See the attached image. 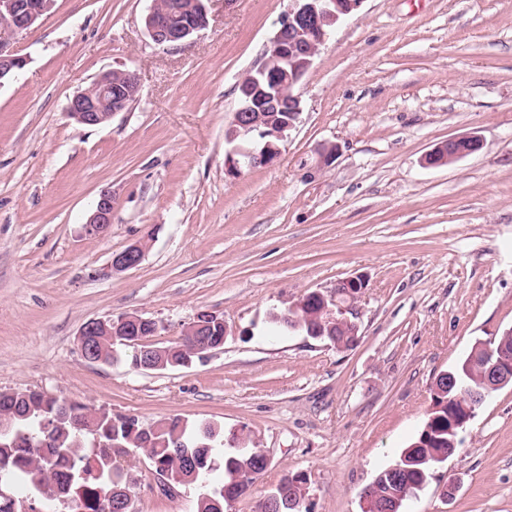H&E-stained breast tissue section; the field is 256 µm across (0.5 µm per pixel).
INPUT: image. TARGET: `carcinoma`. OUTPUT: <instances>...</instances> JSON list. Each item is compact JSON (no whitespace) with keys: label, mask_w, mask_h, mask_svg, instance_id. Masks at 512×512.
I'll return each instance as SVG.
<instances>
[{"label":"carcinoma","mask_w":512,"mask_h":512,"mask_svg":"<svg viewBox=\"0 0 512 512\" xmlns=\"http://www.w3.org/2000/svg\"><path fill=\"white\" fill-rule=\"evenodd\" d=\"M281 330L300 326V331L327 340L328 323L313 306L304 313L290 310L274 318ZM156 328L140 327L138 341L123 343L104 337L95 343V355L104 363L117 361L114 352L123 348L122 359L134 370L142 369L149 354L161 350L167 359L181 362L190 356L196 344L209 341L224 343V324L211 321L199 335L185 336L168 344L152 342ZM445 390L444 398L455 399V406L467 404L468 391L463 385L479 386V381H464ZM442 398V399H444ZM439 397L431 398L436 410L430 425L432 435L424 445L413 444L403 449L397 463L403 467L394 476L388 467L371 483L370 500L363 512H381L384 505L400 512L410 498L405 490L416 491L444 462L448 455V406ZM63 400L41 391L26 390L18 397L0 403V419L11 421V436L0 443V489L8 491L15 482L27 484L35 493L39 509L46 503H75L68 512H132L126 501L131 499V474L126 460L135 453L143 454L157 473H169L180 481L179 487L198 485L195 473L208 472L216 463L224 468V482L198 493L195 512H224L225 503L247 494L268 467L262 449L239 434H232L240 447L231 454L224 452V427L218 424H191L180 417L159 420L142 430L135 419L102 415L87 405L66 410ZM306 478L295 475L282 480L259 503V512H271V499L278 500L280 512H309L303 508Z\"/></svg>","instance_id":"obj_1"}]
</instances>
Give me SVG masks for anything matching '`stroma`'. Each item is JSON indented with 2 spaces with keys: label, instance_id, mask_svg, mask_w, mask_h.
Returning a JSON list of instances; mask_svg holds the SVG:
<instances>
[{
  "label": "stroma",
  "instance_id": "obj_1",
  "mask_svg": "<svg viewBox=\"0 0 512 512\" xmlns=\"http://www.w3.org/2000/svg\"><path fill=\"white\" fill-rule=\"evenodd\" d=\"M151 3L55 0L0 82V391L246 430L269 465L226 512H258L296 474L310 512H362L363 488L421 431L435 377L512 328V0H364L298 86L277 161L236 177L235 83L289 0H210L208 28L175 45L147 36ZM114 69L140 76L130 107L101 127L70 119V98ZM468 135L478 151L423 164ZM105 190L112 225L84 237ZM146 236L137 268L109 272ZM351 276L367 282L355 346L274 333L273 314ZM202 310L229 333L190 366L80 354L87 320L135 313L165 343ZM128 465L133 512H195L196 490L167 495L146 459ZM401 512H512V387ZM470 142L472 145L468 146ZM464 145L466 149L461 147ZM480 140L476 136H461L442 142L423 156V163L430 167L453 164L480 148Z\"/></svg>",
  "mask_w": 512,
  "mask_h": 512
}]
</instances>
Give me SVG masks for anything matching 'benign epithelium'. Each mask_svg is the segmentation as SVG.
<instances>
[{"mask_svg":"<svg viewBox=\"0 0 512 512\" xmlns=\"http://www.w3.org/2000/svg\"><path fill=\"white\" fill-rule=\"evenodd\" d=\"M55 0H0V81L16 75L24 68L27 57L18 54L14 41L30 31L37 20L47 13ZM206 0H193L192 5L197 14L188 16L178 24L162 21L150 7L145 18V30L157 44L179 43L208 24ZM363 0H291L288 11L281 17L280 27L270 40L272 54L264 56L262 64L256 68L257 75L243 77L237 87L241 89L238 107L234 112L231 127L242 128L248 133L258 127L252 112L255 97L261 90V83L274 84L276 88L288 92L290 111L293 119L277 128H269L260 132L266 138L261 150L249 148L243 144H235L226 156V172L235 177L248 167H266L273 164L280 154L279 142L286 132L295 127L302 112L301 99L295 93V87L308 74L313 59L330 39L339 24L354 15ZM128 77L127 87L120 88L112 83V72L101 74L90 87L77 93L70 100L68 116L86 126H101L112 121V118L125 111L130 99L139 90L140 79L135 71L124 70ZM480 148V140L475 136L451 138L440 143L423 156V163L430 167L453 164ZM112 224V192H102L87 218L83 229L90 237L103 236ZM149 246V239L144 238L129 245L123 251L112 256L110 268L115 272H123L139 266ZM366 288V282L360 277H348L336 285V295L326 296L313 291L302 295L292 306V310H300L309 302L322 300L325 319L336 324L343 332L342 340L336 347L354 346L359 339V326L351 319L356 303ZM145 319L137 314H122L117 317L91 319L85 322L78 331L79 345H84L87 337L95 336L104 331L114 336H125L132 328L138 327ZM485 353L479 358L477 349L472 350L465 361L471 373L482 380L481 388L472 392L465 413L451 420L453 438L448 440V455L455 454L459 444L458 436L476 410L485 402L488 392L512 386V356L500 346L490 347L482 342L478 349Z\"/></svg>","mask_w":512,"mask_h":512,"instance_id":"7a95c632","label":"benign epithelium"}]
</instances>
